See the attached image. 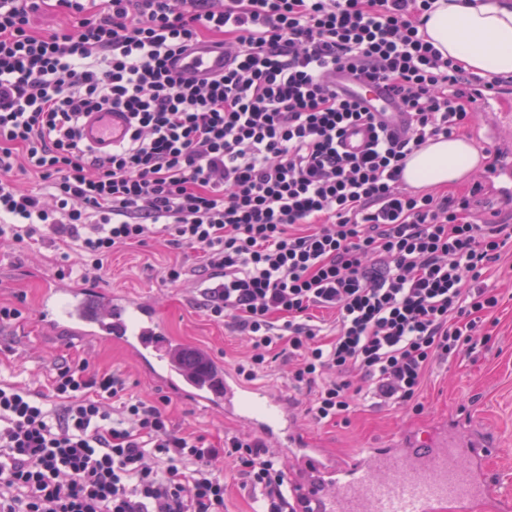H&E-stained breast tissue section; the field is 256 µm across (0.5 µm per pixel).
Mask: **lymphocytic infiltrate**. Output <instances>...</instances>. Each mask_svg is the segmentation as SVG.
I'll list each match as a JSON object with an SVG mask.
<instances>
[{
    "instance_id": "obj_1",
    "label": "lymphocytic infiltrate",
    "mask_w": 512,
    "mask_h": 512,
    "mask_svg": "<svg viewBox=\"0 0 512 512\" xmlns=\"http://www.w3.org/2000/svg\"><path fill=\"white\" fill-rule=\"evenodd\" d=\"M434 0H0V244L59 237L62 274L168 233L207 275L198 305L251 346V381L287 347L317 422L356 396L411 405L434 360L470 351L499 299L483 278L512 225L461 194L405 186L409 156L468 127L491 81L421 34ZM44 10L73 29L36 31ZM205 40L231 58L189 81L167 66ZM380 86L402 125L340 93L336 73ZM126 112L106 156L85 113ZM372 126L343 150L349 127ZM45 184L21 188L15 171ZM334 313L324 329L313 313ZM171 400L69 355L45 385L0 379V512H224L223 466L257 512H300L286 463L256 438L213 440L172 423Z\"/></svg>"
}]
</instances>
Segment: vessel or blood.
Here are the masks:
<instances>
[{"mask_svg": "<svg viewBox=\"0 0 512 512\" xmlns=\"http://www.w3.org/2000/svg\"><path fill=\"white\" fill-rule=\"evenodd\" d=\"M168 65L193 80L222 74L227 61L222 48L201 43ZM484 104L500 119L489 136L498 153L495 175L512 181V154L502 149L503 135L512 132V101L495 92ZM79 131L82 144L101 156L129 138L124 114L109 110L84 114ZM36 318L46 335L120 346L157 387L200 409L246 420L297 471L294 492L313 512H473L483 501L512 507L485 474L492 441L470 433L448 440L418 432L340 459L299 432L288 395L244 382L207 348H196L194 363H184L185 344L168 336L152 300L55 282L44 289Z\"/></svg>", "mask_w": 512, "mask_h": 512, "instance_id": "vessel-or-blood-1", "label": "vessel or blood"}]
</instances>
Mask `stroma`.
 I'll list each match as a JSON object with an SVG mask.
<instances>
[{"label": "stroma", "mask_w": 512, "mask_h": 512, "mask_svg": "<svg viewBox=\"0 0 512 512\" xmlns=\"http://www.w3.org/2000/svg\"><path fill=\"white\" fill-rule=\"evenodd\" d=\"M173 261L188 266L197 263L195 253L171 246L168 235L159 233L146 246L114 254L97 283L136 298H149L169 335L191 346L206 345L224 361L236 364L247 354V343L223 324L210 321L197 307L189 288L164 282L163 270ZM57 270L54 247L31 250L22 245L0 246V303L12 304L23 313L18 323L0 331V378L7 380L20 374L33 385H40L44 380L43 360L68 353L87 359L100 370L120 372L134 393L160 396V389L120 348L41 334L35 306L42 288L57 280ZM488 284L501 292L497 326L491 328L488 343L474 352L433 363L421 397V413L362 401L346 417L328 423L319 424L297 413L298 430L343 459L362 448L386 447L413 427L435 430L444 426L453 435L459 427L468 426L490 434L495 441L488 461L493 480L502 485L512 479V259L493 268ZM169 412L175 423L191 431L215 437L251 434L249 428L234 420L176 397L171 400Z\"/></svg>", "instance_id": "stroma-1"}]
</instances>
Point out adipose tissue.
I'll list each match as a JSON object with an SVG mask.
<instances>
[{
    "label": "adipose tissue",
    "mask_w": 512,
    "mask_h": 512,
    "mask_svg": "<svg viewBox=\"0 0 512 512\" xmlns=\"http://www.w3.org/2000/svg\"><path fill=\"white\" fill-rule=\"evenodd\" d=\"M425 35L467 72L512 77V0H435ZM483 156L462 138L439 139L416 150L403 171L412 187L434 188L465 178Z\"/></svg>",
    "instance_id": "obj_1"
}]
</instances>
